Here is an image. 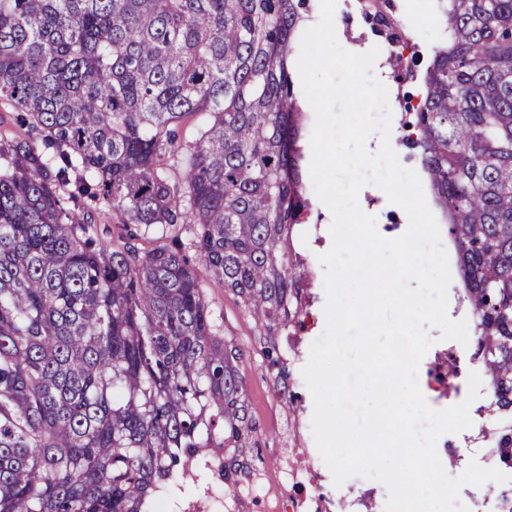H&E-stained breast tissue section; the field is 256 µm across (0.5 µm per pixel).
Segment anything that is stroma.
Masks as SVG:
<instances>
[{
  "mask_svg": "<svg viewBox=\"0 0 512 512\" xmlns=\"http://www.w3.org/2000/svg\"><path fill=\"white\" fill-rule=\"evenodd\" d=\"M396 16L405 34L404 59L414 60L415 78L399 81L387 77L391 124L401 127L406 103H418L424 87L421 77L429 65L433 48L438 39V28L430 21L431 10L427 0H394ZM311 10L324 12L336 20V37L347 51L368 52L372 47H385L383 37L373 34L362 18L356 0H310ZM310 212L307 224L298 226L293 243L310 273L307 291L310 296L308 311L313 318L308 327L298 332L295 339L279 337L278 345L283 355L289 356V384L297 399L295 413H288L273 392V374L267 367L263 353V339L258 335L252 317L240 306L236 297L214 285L205 266H198L197 274L202 283L210 308L223 325V335L244 349L246 358L243 374L249 413L257 429L252 438L250 465L271 462L284 451L304 452L315 447L313 433L314 402L304 381L302 370L309 361L312 343L324 332L326 316L324 305L325 270L318 257L328 252L331 238L318 233L328 208L317 196L314 187H307ZM435 343L422 359L418 383L429 405L437 410L463 402L468 394V376L480 372L481 367L472 363L473 344L444 340L438 329H431Z\"/></svg>",
  "mask_w": 512,
  "mask_h": 512,
  "instance_id": "stroma-1",
  "label": "stroma"
}]
</instances>
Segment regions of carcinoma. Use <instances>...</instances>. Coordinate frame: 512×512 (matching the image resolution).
Instances as JSON below:
<instances>
[{"mask_svg":"<svg viewBox=\"0 0 512 512\" xmlns=\"http://www.w3.org/2000/svg\"><path fill=\"white\" fill-rule=\"evenodd\" d=\"M306 0H0V102L54 149L0 146V512H157L205 457L251 451L242 349L192 260L263 336L305 327L303 112L291 75ZM392 0L365 13L400 42ZM444 24L414 108L512 472V0H435ZM205 117L198 136L179 129ZM112 202L98 239L69 207ZM193 226L184 241L168 236Z\"/></svg>","mask_w":512,"mask_h":512,"instance_id":"cac0c4a2","label":"carcinoma"}]
</instances>
